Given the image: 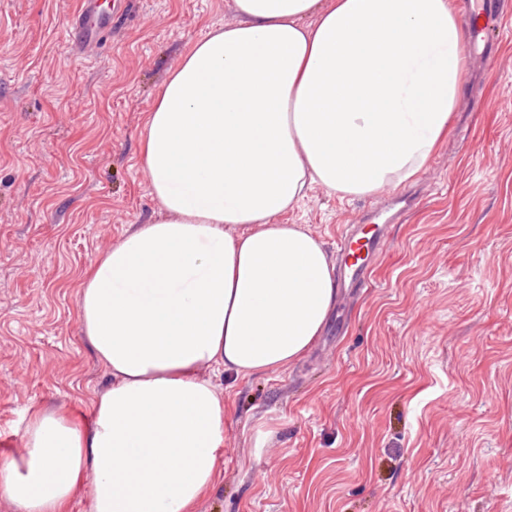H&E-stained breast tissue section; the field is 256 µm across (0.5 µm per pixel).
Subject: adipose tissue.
Instances as JSON below:
<instances>
[{
	"label": "adipose tissue",
	"instance_id": "1",
	"mask_svg": "<svg viewBox=\"0 0 512 512\" xmlns=\"http://www.w3.org/2000/svg\"><path fill=\"white\" fill-rule=\"evenodd\" d=\"M172 66L145 122L159 204L91 265L82 334L112 384L91 415L30 410L0 463L19 512H191L215 485L224 399L205 368L283 370L336 295L321 243L281 214L312 186L374 196L415 179L463 88L455 0H232Z\"/></svg>",
	"mask_w": 512,
	"mask_h": 512
}]
</instances>
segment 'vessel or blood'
Here are the masks:
<instances>
[{
	"label": "vessel or blood",
	"instance_id": "vessel-or-blood-1",
	"mask_svg": "<svg viewBox=\"0 0 512 512\" xmlns=\"http://www.w3.org/2000/svg\"><path fill=\"white\" fill-rule=\"evenodd\" d=\"M512 15V0H472L468 15L470 44L474 52L491 57L492 46L499 36L496 19ZM112 31L111 12L101 10L98 0H82L68 30L66 45L73 51L86 52L96 47ZM388 245L384 225L372 232L354 236L344 232L337 241L341 256V277L349 287L362 290L370 285L372 262Z\"/></svg>",
	"mask_w": 512,
	"mask_h": 512
}]
</instances>
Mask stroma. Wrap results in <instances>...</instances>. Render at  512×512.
Returning <instances> with one entry per match:
<instances>
[{"label": "stroma", "instance_id": "obj_1", "mask_svg": "<svg viewBox=\"0 0 512 512\" xmlns=\"http://www.w3.org/2000/svg\"><path fill=\"white\" fill-rule=\"evenodd\" d=\"M121 2L111 42L64 50L81 0H0V462L30 408L86 416L112 383L77 316L87 267L154 216L144 123L231 0ZM371 268L287 369L217 374L222 475L194 512H512V19L466 58L450 132ZM383 196L313 186L283 224L335 254Z\"/></svg>", "mask_w": 512, "mask_h": 512}]
</instances>
